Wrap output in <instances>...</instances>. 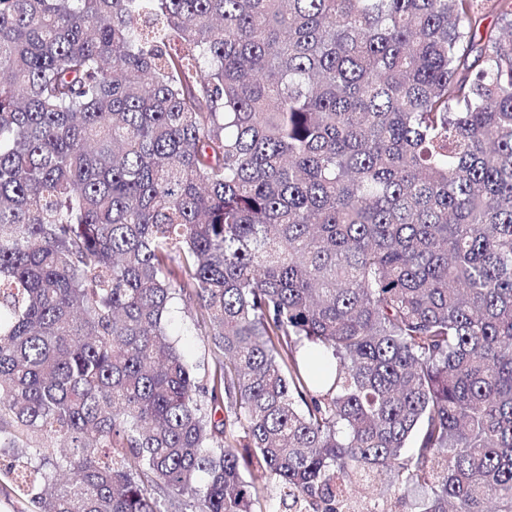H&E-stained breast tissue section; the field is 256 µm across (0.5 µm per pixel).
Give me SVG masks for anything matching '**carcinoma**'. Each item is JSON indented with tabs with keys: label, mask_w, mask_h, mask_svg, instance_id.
Returning a JSON list of instances; mask_svg holds the SVG:
<instances>
[{
	"label": "carcinoma",
	"mask_w": 512,
	"mask_h": 512,
	"mask_svg": "<svg viewBox=\"0 0 512 512\" xmlns=\"http://www.w3.org/2000/svg\"><path fill=\"white\" fill-rule=\"evenodd\" d=\"M1 457L20 512H512V0H0ZM181 310L175 309L172 313L171 331L178 344L188 352V355L194 363L202 365L204 359V348L197 336V329L192 318L187 317Z\"/></svg>",
	"instance_id": "carcinoma-1"
}]
</instances>
